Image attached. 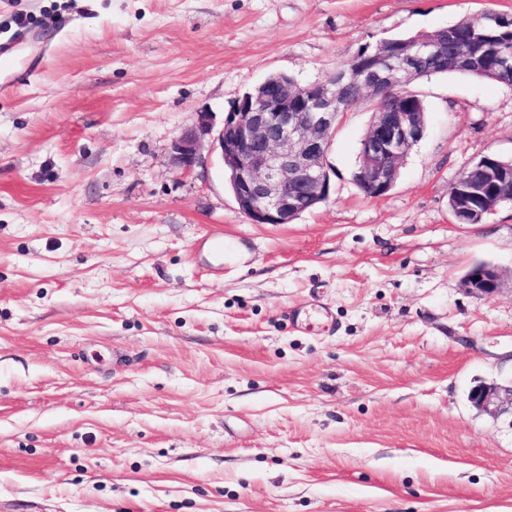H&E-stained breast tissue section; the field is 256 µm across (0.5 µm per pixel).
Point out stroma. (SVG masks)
<instances>
[{
    "instance_id": "35a3bbf8",
    "label": "stroma",
    "mask_w": 512,
    "mask_h": 512,
    "mask_svg": "<svg viewBox=\"0 0 512 512\" xmlns=\"http://www.w3.org/2000/svg\"><path fill=\"white\" fill-rule=\"evenodd\" d=\"M512 0H0L49 45L0 90V512H512V205L453 223L448 187L512 158V86L415 82L426 131L385 196L352 181L373 107L339 118L333 193L254 224L218 152L174 168L269 74ZM220 233L237 247L199 265ZM502 276L467 291L470 268ZM326 304L296 328L291 308ZM212 126L207 112L198 114L195 126L182 131L171 144L172 161L178 170L191 171L201 161L204 139ZM475 276H479V279L475 280ZM501 284L502 280L498 269L486 263L474 265L464 279L465 288L477 295L494 294L500 290ZM475 408L496 414L510 413L512 416V382L510 386L480 383L468 394Z\"/></svg>"
}]
</instances>
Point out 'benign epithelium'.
Instances as JSON below:
<instances>
[{
  "instance_id": "1",
  "label": "benign epithelium",
  "mask_w": 512,
  "mask_h": 512,
  "mask_svg": "<svg viewBox=\"0 0 512 512\" xmlns=\"http://www.w3.org/2000/svg\"><path fill=\"white\" fill-rule=\"evenodd\" d=\"M448 50L439 33L419 35L401 44L397 64H389L391 51L380 45L369 66L351 61L347 69L320 84L310 99L286 84L276 90L241 98L227 114L214 137L239 212L254 224H289L311 202L321 204L333 193L326 170V154L337 121L365 97L388 101L373 113L361 140L359 164L353 181L371 198L387 194L395 185L401 163L421 141L426 115L393 100L400 86L415 75L414 64L423 55ZM208 113L198 114L195 126L182 131L171 144L174 166L189 172L201 161L204 139L211 134ZM512 160L470 166L452 183L456 224H471L512 204V192L498 187V178ZM497 268L479 263L466 274L464 286L477 295L500 290ZM475 408L512 414V385L480 383L468 394Z\"/></svg>"
}]
</instances>
